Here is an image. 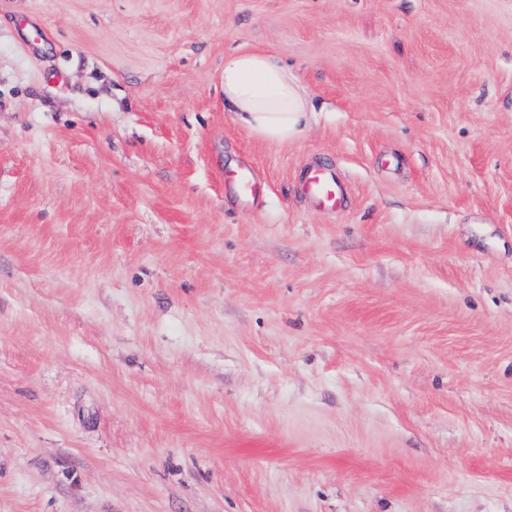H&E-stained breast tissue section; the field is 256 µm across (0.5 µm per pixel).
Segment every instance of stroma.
Listing matches in <instances>:
<instances>
[{"mask_svg": "<svg viewBox=\"0 0 512 512\" xmlns=\"http://www.w3.org/2000/svg\"><path fill=\"white\" fill-rule=\"evenodd\" d=\"M0 512H512V0H0ZM224 109L260 139L286 143L299 138L314 112L298 78L275 55L245 51L224 57ZM302 192L314 208L337 211L343 208L347 183L337 171L316 165L302 176Z\"/></svg>", "mask_w": 512, "mask_h": 512, "instance_id": "obj_1", "label": "stroma"}]
</instances>
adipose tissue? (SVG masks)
I'll return each instance as SVG.
<instances>
[{"mask_svg":"<svg viewBox=\"0 0 512 512\" xmlns=\"http://www.w3.org/2000/svg\"><path fill=\"white\" fill-rule=\"evenodd\" d=\"M224 108L260 139L285 143L299 138L313 111L298 78L275 55L245 51L224 58Z\"/></svg>","mask_w":512,"mask_h":512,"instance_id":"1","label":"adipose tissue"}]
</instances>
